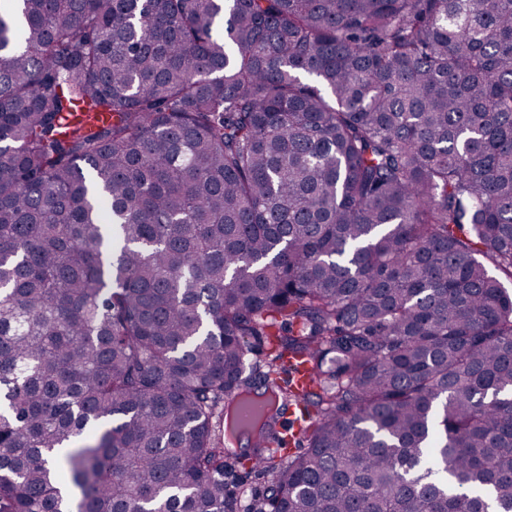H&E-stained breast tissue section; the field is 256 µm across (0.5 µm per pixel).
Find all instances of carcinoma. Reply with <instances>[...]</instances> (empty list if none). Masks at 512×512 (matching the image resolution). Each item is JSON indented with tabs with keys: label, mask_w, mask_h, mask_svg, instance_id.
Listing matches in <instances>:
<instances>
[{
	"label": "carcinoma",
	"mask_w": 512,
	"mask_h": 512,
	"mask_svg": "<svg viewBox=\"0 0 512 512\" xmlns=\"http://www.w3.org/2000/svg\"><path fill=\"white\" fill-rule=\"evenodd\" d=\"M484 257L512 280V0L8 4L0 512H512ZM233 401L301 407L259 500ZM254 462V461H253ZM252 461H244V465H240L229 475H226V482L232 489L236 484L242 483L251 488L253 493L262 494L267 485L268 477L259 474L253 466Z\"/></svg>",
	"instance_id": "carcinoma-1"
}]
</instances>
